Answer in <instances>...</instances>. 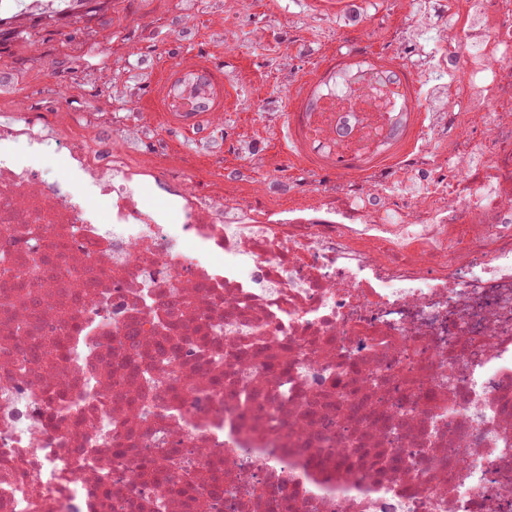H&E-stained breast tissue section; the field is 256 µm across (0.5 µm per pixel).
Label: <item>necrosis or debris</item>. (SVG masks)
<instances>
[{
  "mask_svg": "<svg viewBox=\"0 0 512 512\" xmlns=\"http://www.w3.org/2000/svg\"><path fill=\"white\" fill-rule=\"evenodd\" d=\"M422 31L396 166L258 208L217 179L176 224L109 99L0 91V512L512 503V0H415Z\"/></svg>",
  "mask_w": 512,
  "mask_h": 512,
  "instance_id": "necrosis-or-debris-1",
  "label": "necrosis or debris"
}]
</instances>
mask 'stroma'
I'll return each mask as SVG.
<instances>
[{
	"instance_id": "1",
	"label": "stroma",
	"mask_w": 512,
	"mask_h": 512,
	"mask_svg": "<svg viewBox=\"0 0 512 512\" xmlns=\"http://www.w3.org/2000/svg\"><path fill=\"white\" fill-rule=\"evenodd\" d=\"M192 16L173 0H58V23L31 16L13 25L0 15V87H14L31 112L54 113L61 97L71 112L90 111L99 92L112 112L138 114L170 140L177 164L196 163L190 183L169 178L146 185L143 202L168 207L184 187L206 189L212 175L245 184L253 198L287 197L306 175L289 160L268 117L282 116L295 78L325 54L353 48L394 51L405 23L407 0H353L351 14H315L310 0H191ZM207 57L230 92L210 124L175 133L155 123L149 100L155 78L182 56ZM257 138L265 154L260 168L235 153L241 136Z\"/></svg>"
}]
</instances>
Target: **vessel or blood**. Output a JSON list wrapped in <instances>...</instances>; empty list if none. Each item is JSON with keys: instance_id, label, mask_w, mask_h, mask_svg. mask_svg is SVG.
Returning a JSON list of instances; mask_svg holds the SVG:
<instances>
[{"instance_id": "1", "label": "vessel or blood", "mask_w": 512, "mask_h": 512, "mask_svg": "<svg viewBox=\"0 0 512 512\" xmlns=\"http://www.w3.org/2000/svg\"><path fill=\"white\" fill-rule=\"evenodd\" d=\"M360 66L380 79L373 96L339 98L329 91L337 77ZM188 77L193 80L194 104L179 119L193 125L223 109L207 92L220 73L195 57H186L159 75L158 110L175 111L170 91ZM421 100L413 70L392 54L361 49L326 54L287 94L280 136L289 159L303 168L363 179L395 166L412 149L414 130L423 120Z\"/></svg>"}]
</instances>
